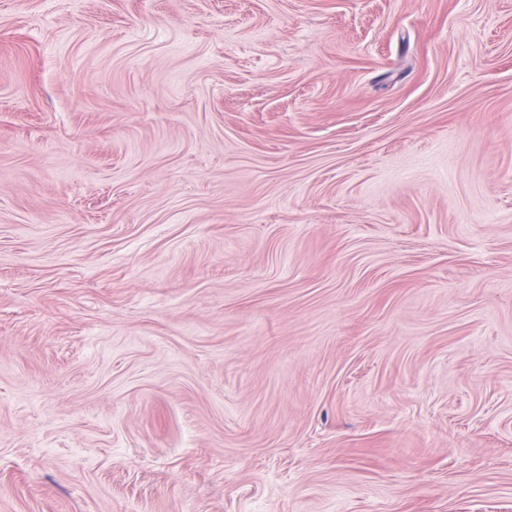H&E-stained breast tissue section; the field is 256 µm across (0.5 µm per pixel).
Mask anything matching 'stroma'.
Segmentation results:
<instances>
[{"mask_svg": "<svg viewBox=\"0 0 512 512\" xmlns=\"http://www.w3.org/2000/svg\"><path fill=\"white\" fill-rule=\"evenodd\" d=\"M0 512H512V0H0Z\"/></svg>", "mask_w": 512, "mask_h": 512, "instance_id": "stroma-1", "label": "stroma"}]
</instances>
